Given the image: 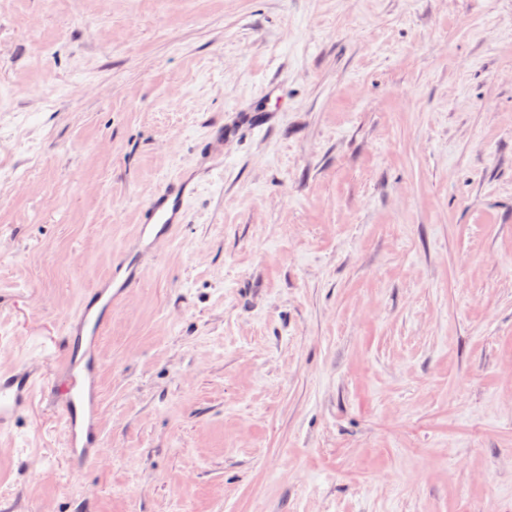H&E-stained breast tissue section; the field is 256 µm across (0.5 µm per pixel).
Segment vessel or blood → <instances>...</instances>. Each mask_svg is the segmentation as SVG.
Returning <instances> with one entry per match:
<instances>
[{"instance_id": "obj_1", "label": "vessel or blood", "mask_w": 512, "mask_h": 512, "mask_svg": "<svg viewBox=\"0 0 512 512\" xmlns=\"http://www.w3.org/2000/svg\"><path fill=\"white\" fill-rule=\"evenodd\" d=\"M188 196L185 181H171L163 186L147 204L138 228L139 239L156 246L161 236L183 223ZM134 260L133 254H124L111 274L90 289L89 302L82 304L66 322L71 347L60 357L50 389L62 405L65 452L82 464L93 463L98 455L102 417L100 338L118 301L136 285V274L124 270ZM34 388L32 376L12 370L0 372L1 433L11 430L28 408Z\"/></svg>"}]
</instances>
